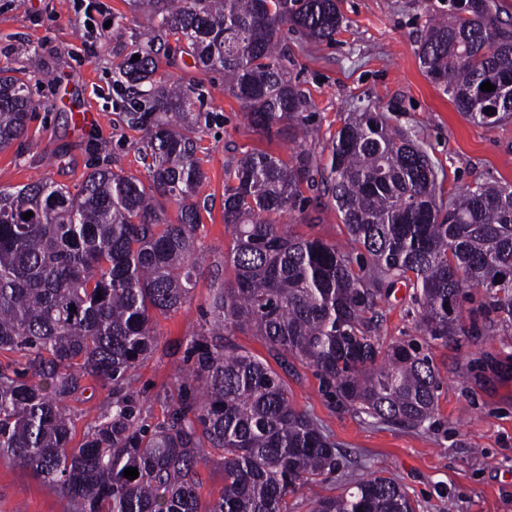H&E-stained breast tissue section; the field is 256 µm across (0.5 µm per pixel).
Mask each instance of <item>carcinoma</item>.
<instances>
[{
  "label": "carcinoma",
  "instance_id": "carcinoma-1",
  "mask_svg": "<svg viewBox=\"0 0 512 512\" xmlns=\"http://www.w3.org/2000/svg\"><path fill=\"white\" fill-rule=\"evenodd\" d=\"M134 2L158 49L136 51L114 84L135 99L123 121L143 132L146 180L105 164L76 193L49 179L0 190V352L20 354L0 363V458L53 484L76 512H289L291 496L336 471V444L293 407L278 373L230 336L259 337L285 370L291 359L314 368L338 412L422 425L439 386L424 347L512 330V185L444 197L422 145L370 105L344 120L322 167L310 148L225 165L233 244L224 265L234 278L210 270L209 319L190 340L188 370L174 374L167 419L150 429L133 370L157 349L154 320L189 301L202 273L198 138L224 121L197 110L200 83L155 81L162 59L182 53L202 72H224L258 130L286 123L305 143L308 101L288 79V32L331 42L342 14L339 0ZM427 12L423 71L469 120L492 128L511 119L512 19L499 0H439ZM487 81L495 90L480 89ZM31 82L0 70V151L36 108ZM314 188L357 253L287 234L272 219L302 208ZM400 280L415 291L428 341L386 347L366 314L383 285ZM474 288L484 291V326L473 318L465 328L454 312ZM93 382L112 385V401L74 448L70 402ZM207 447L224 455V491L203 511L197 468ZM127 468L138 478H125ZM311 512L415 507L400 483L377 474Z\"/></svg>",
  "mask_w": 512,
  "mask_h": 512
}]
</instances>
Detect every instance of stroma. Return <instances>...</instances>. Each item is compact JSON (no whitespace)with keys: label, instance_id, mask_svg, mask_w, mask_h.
I'll use <instances>...</instances> for the list:
<instances>
[{"label":"stroma","instance_id":"1","mask_svg":"<svg viewBox=\"0 0 512 512\" xmlns=\"http://www.w3.org/2000/svg\"><path fill=\"white\" fill-rule=\"evenodd\" d=\"M343 23L335 39L312 42L292 35V81L310 95L308 110L326 149L351 113L378 107L392 126L415 132L438 169L445 195L475 183L512 184V120L487 128L458 112L442 87L422 71L417 47L428 18L420 0H342ZM121 25L111 22L112 16ZM147 37L132 0H0V68L31 77L38 105L24 137L0 152V188L50 179L78 191L92 165L145 177L137 151L141 131L123 124L112 89L117 65ZM203 108L224 121L200 135L197 156L207 174L198 199L205 203L197 242L210 260L223 262L232 247L224 227V166L243 152L289 158L288 133L264 134L224 88L220 71L204 77ZM291 232L339 249L350 240L329 199L282 214ZM211 282L201 275L189 303L157 317L156 351L134 371L146 400L145 417L166 420L157 392L170 387L187 345L204 322ZM381 336L392 345L420 339L411 286L395 283L380 300ZM438 373L437 409L416 428L379 422L328 407L314 369L298 365L282 379L292 405L316 418L335 442L338 469L304 489L291 512L341 494L348 483L383 473L402 484L416 512H512V334L493 340L460 337L428 348ZM70 512L55 487L11 460L0 459V512Z\"/></svg>","mask_w":512,"mask_h":512}]
</instances>
